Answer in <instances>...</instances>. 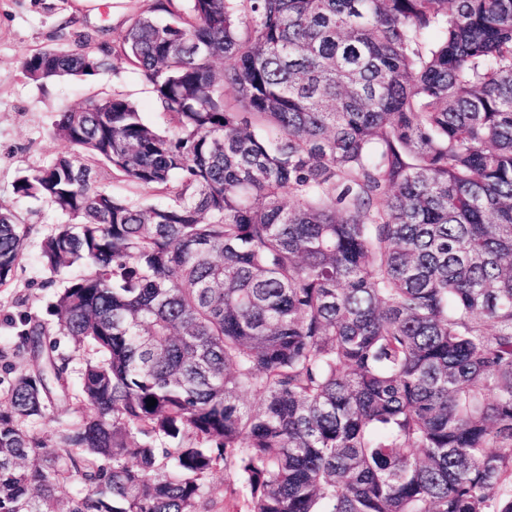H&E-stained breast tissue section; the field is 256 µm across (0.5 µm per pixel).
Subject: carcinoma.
<instances>
[{"label": "carcinoma", "mask_w": 512, "mask_h": 512, "mask_svg": "<svg viewBox=\"0 0 512 512\" xmlns=\"http://www.w3.org/2000/svg\"><path fill=\"white\" fill-rule=\"evenodd\" d=\"M22 65L133 68L168 129L89 98L15 182L81 271L16 326L0 512H214L230 467L248 512H512V0H153ZM31 232L0 208V288ZM96 172L99 182L113 193L121 194L135 199L147 198L153 202L160 200L157 194L152 192L146 193L143 190H135L130 185H127L125 182L120 181L115 176H112L110 171L105 167L96 168ZM82 411L79 404H72L68 411L62 413H54L48 415L46 418L40 420L35 425V432L40 437L49 438L58 430L61 424L71 421L80 415Z\"/></svg>", "instance_id": "cac0c4a2"}]
</instances>
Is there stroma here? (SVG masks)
<instances>
[{
	"label": "stroma",
	"instance_id": "stroma-1",
	"mask_svg": "<svg viewBox=\"0 0 512 512\" xmlns=\"http://www.w3.org/2000/svg\"><path fill=\"white\" fill-rule=\"evenodd\" d=\"M151 0H0V206L9 208L34 231L15 278L0 290V350L10 354L15 369L23 358L13 356L14 325L21 315L46 317L54 292L51 274L39 259L38 244L60 221L47 203L19 197L14 182L21 170L42 167L62 149L49 136L57 112L90 97L120 94L130 99L143 119L163 126L165 120L151 87L132 68L117 75L68 78L37 87L26 77L25 56L45 48H74L80 38L93 46L118 44L129 19Z\"/></svg>",
	"mask_w": 512,
	"mask_h": 512
}]
</instances>
